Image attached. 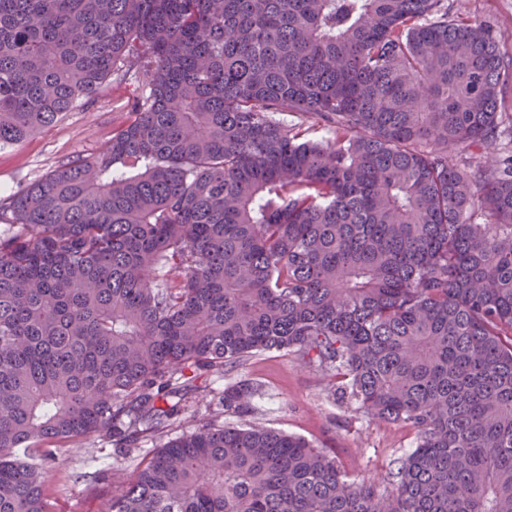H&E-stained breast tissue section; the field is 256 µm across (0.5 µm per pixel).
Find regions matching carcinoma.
<instances>
[{"instance_id": "1", "label": "carcinoma", "mask_w": 512, "mask_h": 512, "mask_svg": "<svg viewBox=\"0 0 512 512\" xmlns=\"http://www.w3.org/2000/svg\"><path fill=\"white\" fill-rule=\"evenodd\" d=\"M501 40L448 0H0V147L138 90L101 152L0 199V512H53L58 449L172 425L175 375L272 351L415 430L386 485L207 423L102 512H512Z\"/></svg>"}]
</instances>
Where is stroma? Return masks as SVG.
<instances>
[{"instance_id":"1","label":"stroma","mask_w":512,"mask_h":512,"mask_svg":"<svg viewBox=\"0 0 512 512\" xmlns=\"http://www.w3.org/2000/svg\"><path fill=\"white\" fill-rule=\"evenodd\" d=\"M462 7L481 21L492 22L504 36L502 54H512V0H462ZM128 85L105 83L93 98L78 104L55 125L36 131L21 144L0 149V198L45 176L61 163L97 154L115 127L128 118ZM191 389L173 425L145 434L131 452L117 453L108 434L72 444L51 468L49 491L55 512H101L112 486L113 471L130 475L154 449L208 422L247 421L304 437L341 462L351 477H387L415 446L413 429L368 421L350 400H338L324 367L306 365L296 353L267 352L250 357L218 375L191 372ZM248 384L255 393L244 415L219 414L198 402L194 389L212 393L225 386ZM99 472L96 481L86 476Z\"/></svg>"}]
</instances>
